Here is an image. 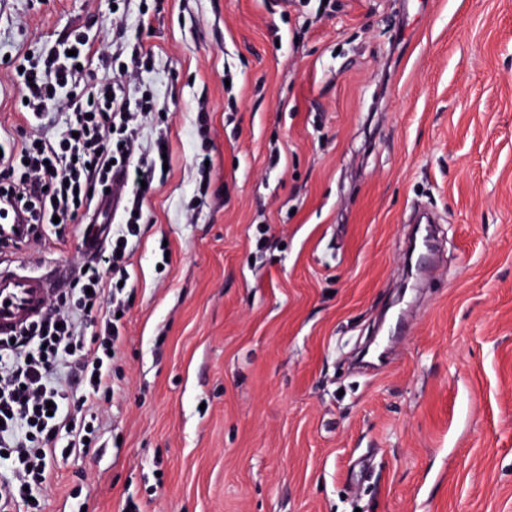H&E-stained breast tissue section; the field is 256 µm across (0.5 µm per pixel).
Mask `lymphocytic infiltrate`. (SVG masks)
<instances>
[{
  "label": "lymphocytic infiltrate",
  "instance_id": "lymphocytic-infiltrate-1",
  "mask_svg": "<svg viewBox=\"0 0 512 512\" xmlns=\"http://www.w3.org/2000/svg\"><path fill=\"white\" fill-rule=\"evenodd\" d=\"M70 55L29 62L22 72L24 112L41 117L55 110L70 112L69 131L56 141L29 136L0 141V201L23 217L24 243H37L46 228L57 236L83 223L98 192L111 187L113 175L134 179L122 214L120 235L82 262L75 300L49 303L44 315L15 339L0 337V512H41L40 493L51 477L59 431L57 411L68 402L73 385L87 397L111 393L104 367L120 338V319L112 311L113 290L127 281L125 252L141 233L140 213L147 184L164 169L166 138L149 146L139 142L137 118L153 112L148 94L130 100L126 80L147 68L151 56L134 43L128 62L111 80L89 83L86 63L93 51L88 38L75 34ZM101 321L104 333L88 337L80 318ZM75 362L77 379H61L59 369ZM55 414H47L46 403Z\"/></svg>",
  "mask_w": 512,
  "mask_h": 512
}]
</instances>
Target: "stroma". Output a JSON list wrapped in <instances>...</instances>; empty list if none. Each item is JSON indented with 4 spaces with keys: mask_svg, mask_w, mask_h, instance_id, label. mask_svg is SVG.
<instances>
[{
    "mask_svg": "<svg viewBox=\"0 0 512 512\" xmlns=\"http://www.w3.org/2000/svg\"><path fill=\"white\" fill-rule=\"evenodd\" d=\"M120 16L168 140L127 259L112 392L42 512H512V0H0L17 65ZM210 154L207 193L195 159ZM441 267L404 290L414 206ZM81 233L1 257L80 263ZM391 365L358 368L405 303Z\"/></svg>",
    "mask_w": 512,
    "mask_h": 512,
    "instance_id": "35a3bbf8",
    "label": "stroma"
}]
</instances>
